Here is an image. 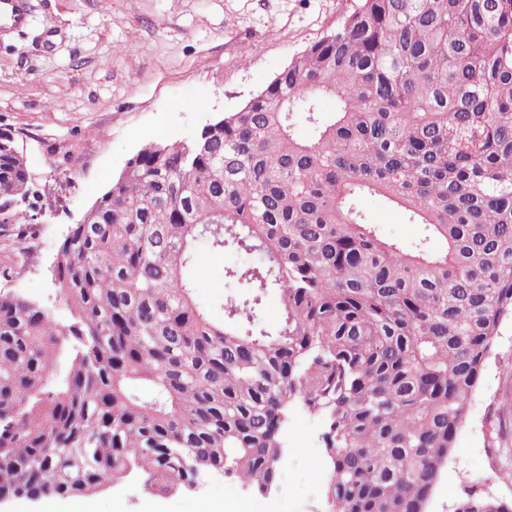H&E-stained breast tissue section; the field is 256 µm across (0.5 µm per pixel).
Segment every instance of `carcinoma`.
<instances>
[{
    "mask_svg": "<svg viewBox=\"0 0 512 512\" xmlns=\"http://www.w3.org/2000/svg\"><path fill=\"white\" fill-rule=\"evenodd\" d=\"M14 148L1 131L0 224L23 239ZM369 196L417 238L369 223ZM201 245L237 257L219 319ZM53 276L66 326L0 291V498L218 472L262 492L298 404L331 512H426L512 309V0H358L239 109L143 145Z\"/></svg>",
    "mask_w": 512,
    "mask_h": 512,
    "instance_id": "cac0c4a2",
    "label": "carcinoma"
}]
</instances>
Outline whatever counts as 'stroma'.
Segmentation results:
<instances>
[{"label":"stroma","instance_id":"obj_1","mask_svg":"<svg viewBox=\"0 0 512 512\" xmlns=\"http://www.w3.org/2000/svg\"><path fill=\"white\" fill-rule=\"evenodd\" d=\"M27 21H0V128L17 139L40 218L24 240L0 227V290L69 315L52 266L56 247L147 143L189 139L238 109L351 9L352 0H22ZM75 154L78 167L66 158ZM371 223L410 241L398 208L366 198ZM318 417L293 407L277 488L230 477L176 493L131 478L96 493L98 512H222L245 498L252 512H327L328 467ZM512 500V311L470 399L426 512H455L468 492Z\"/></svg>","mask_w":512,"mask_h":512}]
</instances>
